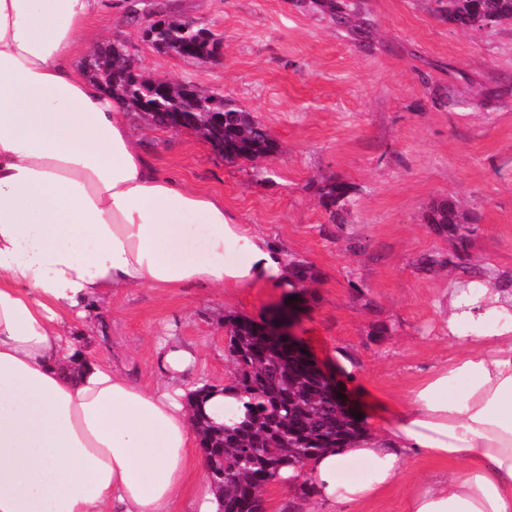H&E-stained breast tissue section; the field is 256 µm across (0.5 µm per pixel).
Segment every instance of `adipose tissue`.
Masks as SVG:
<instances>
[{
  "mask_svg": "<svg viewBox=\"0 0 512 512\" xmlns=\"http://www.w3.org/2000/svg\"><path fill=\"white\" fill-rule=\"evenodd\" d=\"M102 26L100 0H0V512H175L202 465L196 350L159 340L145 386L71 336L94 304L294 285L222 196L158 174L123 106L78 73ZM448 341L394 420L308 461L320 502L373 499L423 456L449 468L404 512H512V292L452 289ZM351 459L366 480L344 477Z\"/></svg>",
  "mask_w": 512,
  "mask_h": 512,
  "instance_id": "adipose-tissue-1",
  "label": "adipose tissue"
}]
</instances>
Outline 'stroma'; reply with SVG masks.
Listing matches in <instances>:
<instances>
[{"label": "stroma", "instance_id": "obj_1", "mask_svg": "<svg viewBox=\"0 0 512 512\" xmlns=\"http://www.w3.org/2000/svg\"><path fill=\"white\" fill-rule=\"evenodd\" d=\"M101 0V44L125 42L151 76L219 92L270 130L274 154L225 161L192 130L128 120L156 169L224 198L289 259L310 267L297 300L276 288L132 290L72 326L85 351L155 380L158 337L200 350L198 381L232 378L224 321L259 323L292 307L295 337L343 392L365 429L455 348L448 290L512 279V24L462 29L436 0H347L336 22L311 0ZM174 13L221 42L206 60L154 50L148 15ZM347 185L336 211L321 186ZM453 197L467 248L428 224ZM414 457L399 481L359 504L327 506L297 486L265 494L266 512H402L406 490L444 471Z\"/></svg>", "mask_w": 512, "mask_h": 512}]
</instances>
